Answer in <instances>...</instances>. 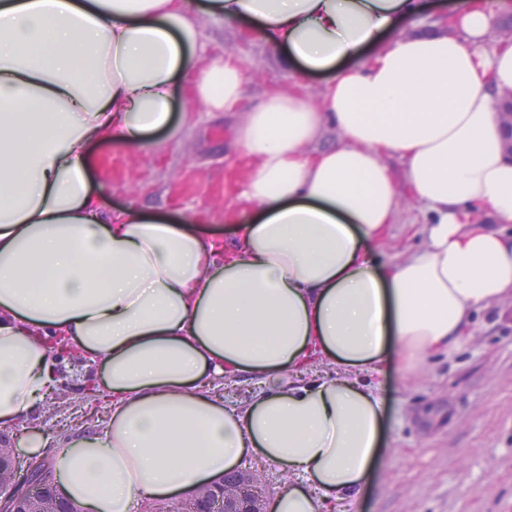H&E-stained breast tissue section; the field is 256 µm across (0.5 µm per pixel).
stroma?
Instances as JSON below:
<instances>
[{"instance_id":"stroma-1","label":"stroma","mask_w":512,"mask_h":512,"mask_svg":"<svg viewBox=\"0 0 512 512\" xmlns=\"http://www.w3.org/2000/svg\"><path fill=\"white\" fill-rule=\"evenodd\" d=\"M212 51L237 50L252 61L247 95L287 88L292 73L269 47L238 39L224 21L208 19ZM233 120L196 112L176 138L149 134L148 146L128 150L103 141L91 148L94 178L112 207L130 205L172 216L209 213L208 227L230 235L224 222L227 167L233 162ZM478 330L456 354L435 359L407 383L398 366L383 380L384 434L374 480L359 506L344 512H512V299L481 311ZM68 382L64 408L42 406L24 422L49 439L105 421L82 414L85 386L96 370L81 358L60 357Z\"/></svg>"}]
</instances>
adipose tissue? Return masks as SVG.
I'll return each mask as SVG.
<instances>
[{
    "label": "adipose tissue",
    "mask_w": 512,
    "mask_h": 512,
    "mask_svg": "<svg viewBox=\"0 0 512 512\" xmlns=\"http://www.w3.org/2000/svg\"><path fill=\"white\" fill-rule=\"evenodd\" d=\"M504 0L401 31L417 0H0V428L57 382L52 342L94 365L108 421L50 447L61 497L142 512L257 454L297 474L270 512L358 503L381 446V380L459 350L512 298V155L494 101L512 43ZM293 69L245 100L247 60L210 52L201 16ZM328 77L311 100L309 72ZM236 117L245 174L232 242L111 208L89 174L103 140L175 135L180 88ZM335 142H322L325 129ZM398 168H391V161ZM421 247L391 252L404 199ZM258 383L239 406L211 386Z\"/></svg>",
    "instance_id": "1"
}]
</instances>
